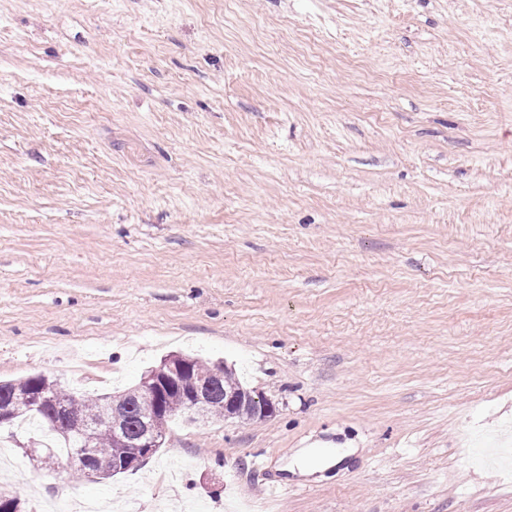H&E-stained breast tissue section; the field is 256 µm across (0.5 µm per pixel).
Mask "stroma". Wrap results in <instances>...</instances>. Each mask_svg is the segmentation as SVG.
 Masks as SVG:
<instances>
[{"label":"stroma","instance_id":"1","mask_svg":"<svg viewBox=\"0 0 512 512\" xmlns=\"http://www.w3.org/2000/svg\"><path fill=\"white\" fill-rule=\"evenodd\" d=\"M176 352L274 413L174 417L108 481L25 419L0 490L512 512V0H0V381ZM319 450H324V454L318 460H314V456ZM354 454L355 451L351 448H337L336 451H333L332 448H308L296 455L292 471L295 472L296 469L301 475H310L333 465L337 466Z\"/></svg>","mask_w":512,"mask_h":512}]
</instances>
